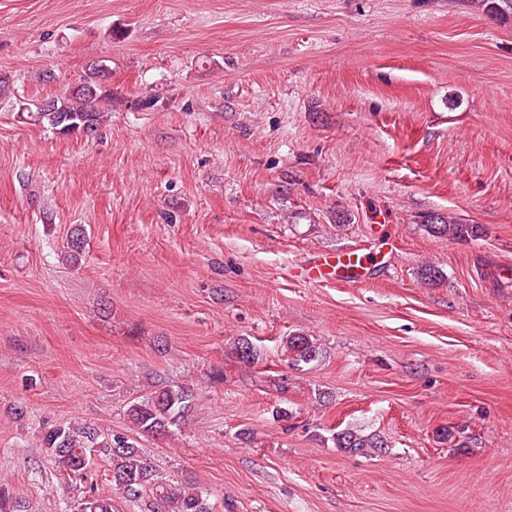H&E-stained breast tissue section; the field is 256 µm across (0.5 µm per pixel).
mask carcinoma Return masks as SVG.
Masks as SVG:
<instances>
[{"label":"carcinoma","mask_w":512,"mask_h":512,"mask_svg":"<svg viewBox=\"0 0 512 512\" xmlns=\"http://www.w3.org/2000/svg\"><path fill=\"white\" fill-rule=\"evenodd\" d=\"M102 67L92 70L83 83L62 95L51 98L57 111L45 112L22 104L19 116L63 136L96 134L103 118L112 109V89L105 83ZM433 236L466 239L479 232L475 224H456L445 217L432 215L426 220ZM289 362L297 367L317 356V347L307 336H290L286 340ZM193 391L188 387L163 386L127 408L133 426L144 434L170 433L180 428L192 408ZM335 445L350 451L363 448H385L387 444L376 434L363 435L351 429L334 434ZM40 447L53 457L59 471L68 479H84L98 453L111 462L112 489L134 503L141 512H211L207 496L199 487L186 481L178 485L156 478L151 460L136 442L122 433H103L86 423L53 425L42 434ZM0 512H25L21 498L0 485ZM78 512H112V495L89 486Z\"/></svg>","instance_id":"carcinoma-1"}]
</instances>
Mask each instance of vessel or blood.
<instances>
[{"label": "vessel or blood", "instance_id": "vessel-or-blood-1", "mask_svg": "<svg viewBox=\"0 0 512 512\" xmlns=\"http://www.w3.org/2000/svg\"><path fill=\"white\" fill-rule=\"evenodd\" d=\"M374 274L369 256L355 250L322 252L296 267L297 278L310 283L334 280L357 285L371 279Z\"/></svg>", "mask_w": 512, "mask_h": 512}]
</instances>
